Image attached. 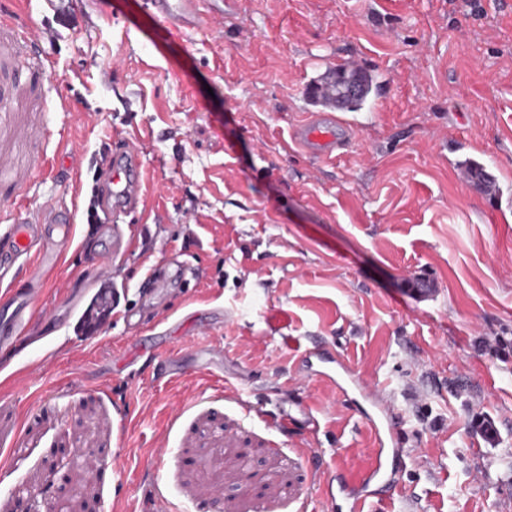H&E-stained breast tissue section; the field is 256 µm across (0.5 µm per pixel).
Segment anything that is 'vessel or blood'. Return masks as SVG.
Returning <instances> with one entry per match:
<instances>
[{
	"label": "vessel or blood",
	"instance_id": "b4317fda",
	"mask_svg": "<svg viewBox=\"0 0 512 512\" xmlns=\"http://www.w3.org/2000/svg\"><path fill=\"white\" fill-rule=\"evenodd\" d=\"M146 5L157 20L170 31H187L202 23H221L224 19V0H147ZM357 130L346 125L336 115L334 107L308 113L305 121L291 133V141L316 158L334 157L337 151L356 136ZM105 162L98 169L96 206L103 215V229L112 236L110 255L95 256L92 260L90 295L70 298L74 311L75 331L84 339L93 340L103 334L115 316L118 291L112 281V259L125 254L132 246L121 221L127 214L137 212L141 203L142 154L138 144L117 136L104 144ZM78 202L47 203L38 216H31L27 206L19 205L12 211L11 221L0 236V283L12 281L17 272H24L25 288L9 290L0 296V348H17L25 341L29 327L37 314L54 317V310H40L38 294L44 287L51 264L61 263L75 242ZM209 320L190 315L180 322V329H191L193 337L188 352L196 359L198 372L215 381L224 379V345L209 336ZM160 353L173 378L183 377L181 360L185 351L176 348L170 336H162L151 345L134 343L125 353V362L131 363L143 352ZM296 378L300 381L325 380L340 393L351 391L365 396L375 409L367 421L374 448L363 470L353 478L335 483L325 476L319 487L323 504L334 512L337 493L353 500L352 512H366L365 506L372 492L370 486L379 481L394 485L395 478L386 470V453L396 445V411L389 395L379 384L363 379L356 370L339 356L321 346L302 351L296 363Z\"/></svg>",
	"mask_w": 512,
	"mask_h": 512
}]
</instances>
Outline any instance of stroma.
<instances>
[{"label":"stroma","instance_id":"obj_1","mask_svg":"<svg viewBox=\"0 0 512 512\" xmlns=\"http://www.w3.org/2000/svg\"><path fill=\"white\" fill-rule=\"evenodd\" d=\"M146 0H0V235L15 201L40 210L77 197L81 243L49 276L31 345L0 351V512L21 488L73 498L64 448H94L86 499L98 512H325L319 474L360 468L372 439L362 401L292 381L296 356L323 342L389 392L400 450L395 487L370 512H512V0H236L220 25L169 34ZM384 86L333 161L292 152L311 109L305 88L350 57ZM97 151L112 135L141 147L142 212L112 276L123 310L99 339L66 326L69 296L108 252L89 217L90 174H48V128ZM483 164L493 200L460 177ZM167 265L155 300L139 290ZM427 277L423 301L409 291ZM236 308L222 324L224 369L246 402L209 376L173 380L160 357L118 361L138 336L192 312ZM288 315L285 335L267 318ZM311 407L277 432L256 409L280 392ZM494 417L483 442L472 422ZM249 448L270 464L255 499L218 455Z\"/></svg>","mask_w":512,"mask_h":512}]
</instances>
